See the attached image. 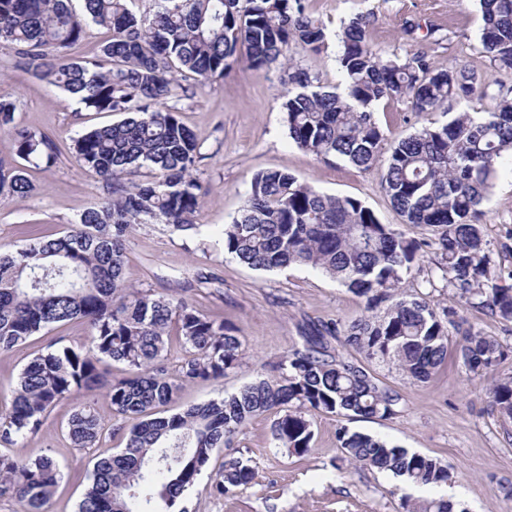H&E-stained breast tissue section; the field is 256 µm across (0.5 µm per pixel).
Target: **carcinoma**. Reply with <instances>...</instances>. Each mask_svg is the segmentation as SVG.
<instances>
[{
	"label": "carcinoma",
	"instance_id": "carcinoma-1",
	"mask_svg": "<svg viewBox=\"0 0 512 512\" xmlns=\"http://www.w3.org/2000/svg\"><path fill=\"white\" fill-rule=\"evenodd\" d=\"M131 0H0V49L29 72L55 83L84 107L122 119L74 140L76 164L109 182L112 200L86 209L63 235L0 250V351L25 345L37 333L86 321V347H63L34 356L22 369L10 408L0 413V440L37 432L50 409L77 393L106 390L112 413L132 418L124 448L100 459L77 512H189L188 491L216 448H229L255 417L282 412L273 426L277 448L304 457L312 451V411L348 419L399 413L400 393L362 365L339 359L329 339L345 342L369 361L389 362L413 382L431 378L448 356V328L460 339L456 359L482 376L506 356L503 345L455 320V312L409 294L404 277L421 260L423 243L383 224L353 197L328 195L281 170L255 175L241 209L224 225V252L257 270L291 265L319 270L364 299L367 315L344 325L311 323L302 347L272 367V374L204 404L168 416L184 382L219 380L236 368L242 342L235 329L194 310L185 300L131 290L124 277L126 235L136 224L159 222L194 228L204 193L193 176L200 145L178 117L191 98L176 74L222 79L246 48L251 66L288 68L283 103L289 138L317 158L343 159L369 170L383 167L381 187L405 224L437 228L436 269L455 297L512 321V270L495 267L480 218L500 162L512 154V99L487 112H460L384 149L375 107L407 102L413 112L448 113L485 88L464 67L437 68L421 52L405 57L372 45L370 17L353 14L337 34L344 76L340 92L290 62L292 47L318 53L327 41L324 22L308 0H154L138 15ZM481 42L494 67L512 71V0H478ZM94 24L112 32L90 59L63 54ZM17 100L0 93V130L9 132L27 162L53 165V144L13 126ZM143 169L152 181H139ZM32 190L20 167L0 173V198ZM187 356L178 375L167 370L171 331ZM119 362L127 376L107 379L101 365ZM488 403L512 421V379L486 389ZM89 405L69 417L67 437L91 448L106 435ZM342 454L350 463L391 474L404 483L433 487L449 479L439 460L341 426ZM256 468L229 457L214 478L226 496L251 484ZM61 480L49 456L0 455V497L21 512H44ZM407 512H453L444 498L404 500Z\"/></svg>",
	"mask_w": 512,
	"mask_h": 512
}]
</instances>
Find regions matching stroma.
I'll return each mask as SVG.
<instances>
[{
    "mask_svg": "<svg viewBox=\"0 0 512 512\" xmlns=\"http://www.w3.org/2000/svg\"><path fill=\"white\" fill-rule=\"evenodd\" d=\"M309 7L327 26V46L318 55L299 47L291 55L295 63L318 75L322 85L342 84L336 34L351 13L364 12L372 16L368 40L374 46L400 54L419 50L436 66H465L489 81L488 96H472L462 102L463 111L485 112L494 97H512V72L497 71L483 49L476 0H309ZM410 26L415 29L411 35L406 32ZM284 78L279 65L258 71L244 59L222 79L201 83L194 76L183 77L192 96L182 101L179 118L200 144L196 176L207 190L197 225L181 231L160 223L138 224L126 238L129 288L185 299L201 314L234 327L242 340L239 366L218 381L183 383L173 405L177 411L269 374L273 364L301 347V327L306 322L333 319L348 324L364 314L361 298L319 271L304 266L256 271L225 254L222 230L242 206L257 172L287 171L322 193L362 200L382 223L401 224L381 189L380 168L364 171L334 157L324 161L289 140L282 112ZM1 90L18 100L16 124L49 136L58 160L49 168L26 164L31 193L23 199L0 200V245L59 236L78 222L84 210L111 198L104 180L74 165L72 147L83 131L115 122L117 116L84 109L48 80L18 68L13 54L5 50L0 51ZM375 112L391 140L443 119L437 112H412L403 101H382ZM483 211L496 263L512 268L511 159L500 166ZM402 226L407 237L426 244L407 287L427 293L431 303L453 308L457 320L512 348V322L460 302L443 286H429L436 260L429 246L436 236L433 228ZM89 337L88 323L77 320L42 331L26 346L0 352V411L9 408L21 370L38 351L51 344L81 348ZM369 370L402 395L403 405L388 419L351 421V430L441 460L451 473L442 489L454 499L458 512H512V498L507 495L512 489V423L503 421L485 401L492 379L512 377V356L484 377L468 373L452 359L428 381L418 383L391 364L373 363ZM89 401L110 433L94 447L76 448L66 436V423ZM275 418L272 411L254 418L228 451L257 467V483L215 496L211 475L228 453L215 449L207 473L189 495L190 512H405L403 496L423 497L422 489L402 487L399 478L344 461L336 437L341 418L312 413L313 449L302 458L274 446ZM131 424V419L112 414L105 393H77L57 404L36 433L0 442V454L52 457L63 478L46 510L75 512L95 462L124 448Z\"/></svg>",
    "mask_w": 512,
    "mask_h": 512,
    "instance_id": "35a3bbf8",
    "label": "stroma"
}]
</instances>
